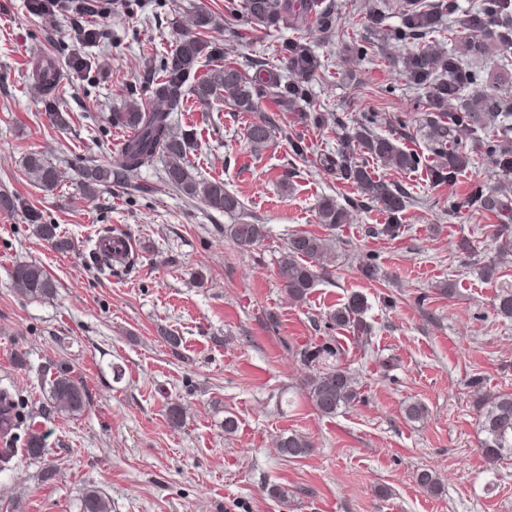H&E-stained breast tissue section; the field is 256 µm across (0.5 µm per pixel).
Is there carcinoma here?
<instances>
[{"label": "carcinoma", "mask_w": 512, "mask_h": 512, "mask_svg": "<svg viewBox=\"0 0 512 512\" xmlns=\"http://www.w3.org/2000/svg\"><path fill=\"white\" fill-rule=\"evenodd\" d=\"M512 4L508 0H481L474 11H460L457 0H440L428 4L425 0H404L400 24L384 27L385 11L375 5L364 16L367 36L346 44L348 52L357 58L377 57L378 44L383 42L411 46L402 56V67L411 88L423 104L419 131L424 134L426 148L419 153L399 145L393 134L374 131L375 116L363 115L348 124L345 117L333 114L326 117L311 110V81L326 70L311 44L312 31L344 37L336 27V6L325 0H224V35L236 37L237 23L253 30L279 31L288 29L292 36L278 44L281 65L268 66L259 60L244 65L224 62V51L218 38L211 35L212 15L206 10L195 14L196 30L179 38L175 48L159 62L144 69L139 84L128 91L123 110L112 113V125L134 132L121 144L119 158L112 164H91L83 167L82 177L86 196L94 198L98 187L128 184L138 176L139 169L150 159L165 161V179L169 186L190 200H197L207 209L222 214H237L243 209L240 198L224 188L220 179H202L189 161L195 147L196 134L174 132L171 113L182 108L185 97L209 107L221 100L233 112H258L265 102L273 103L278 111L289 112L293 122L304 126H323L332 122L336 128V149L322 153L316 164L336 176L340 183L355 187L360 193L356 206L376 208L393 220L391 224L371 227L368 233L392 237L401 228V215L411 206L413 195L403 186L377 177L374 166L380 164L402 173L422 170L436 185H448L474 165L475 158L466 144L478 146L483 162L497 176L512 181V143L489 131L497 128L500 117L506 116L496 86L482 83L480 72L469 66L465 57L483 53L484 43L479 36L499 29V40L512 48V28L504 24ZM28 10L35 16L68 15L74 49L50 62L55 80L47 70L36 66L33 76L43 89V106L58 125L67 124L65 101L60 91L61 71L82 80L89 78L93 61L85 49L96 47L110 39L111 32L100 26L98 19L108 12L106 0H27ZM449 31L463 39L458 49H443L436 37ZM214 63V68L197 75L198 66ZM476 95L474 107L464 112L454 111L453 102L467 90ZM277 129L275 117L262 116L249 123L246 138L253 151L258 152L272 140ZM284 137L292 154L307 160L311 147L299 132ZM26 168L39 186L47 191L58 188L62 173L43 157L32 154ZM456 211L493 213L506 219L495 233L497 251L512 253V190L503 185L495 194L476 185L461 201L452 204ZM319 222L331 228L345 223L347 213L332 197L322 198L317 206ZM33 233L59 250L71 243L60 237L57 225L47 224L34 211L29 213ZM224 235L238 248L249 251L266 237L263 224L239 222L224 225ZM328 255L326 239L307 231H297L289 238L277 261V277L288 296L303 302L319 277ZM16 293L27 299L50 297L55 284L44 268L35 262H18L11 269ZM364 299L355 296L347 305L330 315L338 327L349 328L353 335L368 339L370 325L363 319ZM497 312L512 319V289L504 288L497 295ZM342 348L328 342L307 344L296 351L299 361L313 369L304 381V389L317 412L333 416L342 408L360 399L351 376L341 363L321 367L329 359H340ZM89 405L85 386L66 369L56 371L50 379L45 412L77 415ZM479 427L484 435L481 450L490 464L512 456V393L490 395L482 401ZM26 456L40 459L48 452L43 435L28 427L25 440ZM280 456L297 459L308 456L313 446L307 437L293 433L280 438ZM417 484L431 494L441 490V482L432 469L416 476ZM83 512H110L109 502L98 491L89 490L83 497Z\"/></svg>", "instance_id": "obj_1"}]
</instances>
